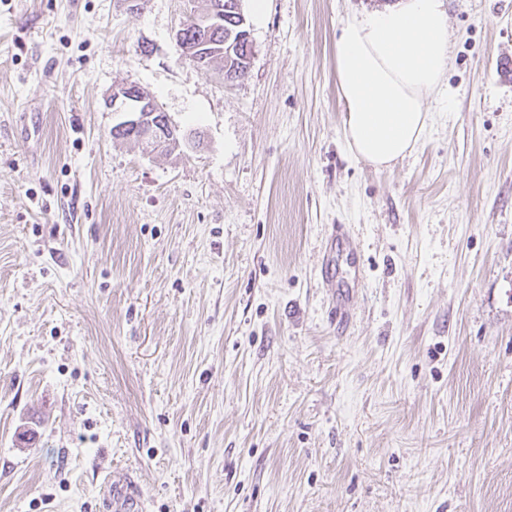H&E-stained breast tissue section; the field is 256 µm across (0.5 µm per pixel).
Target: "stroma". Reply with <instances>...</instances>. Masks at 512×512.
<instances>
[{"instance_id": "1", "label": "stroma", "mask_w": 512, "mask_h": 512, "mask_svg": "<svg viewBox=\"0 0 512 512\" xmlns=\"http://www.w3.org/2000/svg\"><path fill=\"white\" fill-rule=\"evenodd\" d=\"M243 0L227 86L184 0H0V512H512V0H444L424 141L349 153L345 20ZM137 85L183 153L116 139ZM353 295L333 319L325 238ZM131 481L125 479H112V499L107 504L108 512H142L145 509L144 503L131 492L129 487ZM110 507V509H109Z\"/></svg>"}]
</instances>
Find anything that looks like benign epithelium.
<instances>
[{"instance_id":"benign-epithelium-1","label":"benign epithelium","mask_w":512,"mask_h":512,"mask_svg":"<svg viewBox=\"0 0 512 512\" xmlns=\"http://www.w3.org/2000/svg\"><path fill=\"white\" fill-rule=\"evenodd\" d=\"M186 14L197 30L196 39L185 40L180 28L176 40L182 55L196 66L214 71L224 85H232L243 78L254 54L253 44L246 28L242 0H185ZM227 21L224 42H216L214 30L221 21ZM112 111L122 113L116 129L127 133V139L142 146L147 153L172 154L190 143L161 110L155 98L138 86H116L109 100Z\"/></svg>"}]
</instances>
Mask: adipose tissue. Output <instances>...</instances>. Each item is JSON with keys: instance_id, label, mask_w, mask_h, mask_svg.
Returning <instances> with one entry per match:
<instances>
[{"instance_id": "adipose-tissue-1", "label": "adipose tissue", "mask_w": 512, "mask_h": 512, "mask_svg": "<svg viewBox=\"0 0 512 512\" xmlns=\"http://www.w3.org/2000/svg\"><path fill=\"white\" fill-rule=\"evenodd\" d=\"M442 0L347 19L336 39V82L345 108L346 146L357 160L390 167L424 139L427 100L448 68V16Z\"/></svg>"}]
</instances>
